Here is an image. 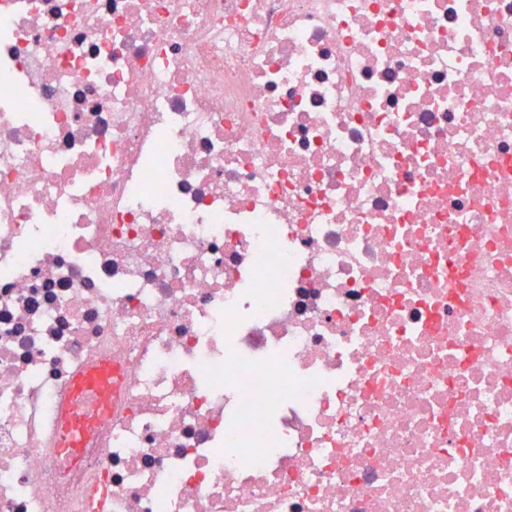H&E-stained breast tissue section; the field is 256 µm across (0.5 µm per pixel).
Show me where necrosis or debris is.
Returning a JSON list of instances; mask_svg holds the SVG:
<instances>
[{"label":"necrosis or debris","instance_id":"4bbe7bcc","mask_svg":"<svg viewBox=\"0 0 512 512\" xmlns=\"http://www.w3.org/2000/svg\"><path fill=\"white\" fill-rule=\"evenodd\" d=\"M99 491L512 512V0H0V512ZM77 386L81 390V394L90 391L97 396L99 401L106 403L112 388V368L104 365L81 376Z\"/></svg>","mask_w":512,"mask_h":512}]
</instances>
